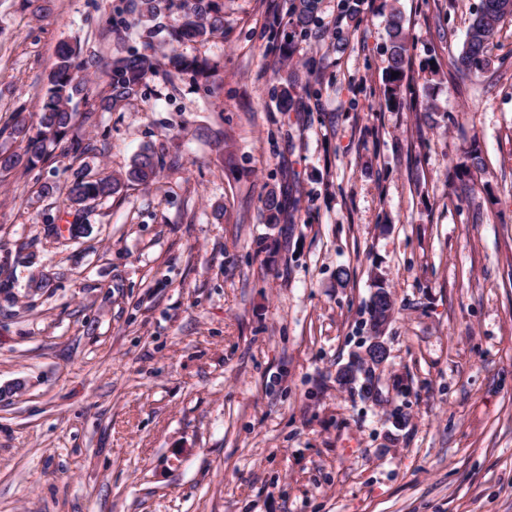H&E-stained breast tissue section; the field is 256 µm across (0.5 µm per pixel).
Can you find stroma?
<instances>
[{
  "label": "stroma",
  "instance_id": "stroma-1",
  "mask_svg": "<svg viewBox=\"0 0 512 512\" xmlns=\"http://www.w3.org/2000/svg\"><path fill=\"white\" fill-rule=\"evenodd\" d=\"M128 3L0 0V151L59 44L108 61ZM341 4L304 41L290 0H224L223 34L179 47L214 79L160 73L101 112L93 78L72 137L96 151L0 171V512H512V65L450 74L480 0ZM312 60L281 111L280 71ZM159 147L156 183L128 182ZM78 171L120 189L72 204ZM378 279L389 357L364 393L336 373ZM389 52L385 67L383 95L388 104H401L409 86H405V66L408 61V33L400 10L393 8L387 18ZM392 72L396 76L392 77ZM321 77L322 74L318 71V65L314 62L308 66L305 72H287L278 90V102L282 111L291 112L297 110L299 103L298 89L305 93H310L311 86L309 79L312 78L316 83L320 81Z\"/></svg>",
  "mask_w": 512,
  "mask_h": 512
}]
</instances>
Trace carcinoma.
<instances>
[{"label": "carcinoma", "mask_w": 512, "mask_h": 512, "mask_svg": "<svg viewBox=\"0 0 512 512\" xmlns=\"http://www.w3.org/2000/svg\"><path fill=\"white\" fill-rule=\"evenodd\" d=\"M137 13L136 34L145 46L143 52L116 51L110 61L104 63L101 72L104 90L98 101L103 112H113L128 104L139 93L143 82L167 67L168 75H188L194 79L211 77L212 68L206 59L198 55L173 52L160 62L151 47L157 41L168 44L193 42L207 44L217 33L224 32L223 0H135ZM317 0H292L290 13L299 36L306 40L317 34L319 20L316 15ZM512 16V0H481L468 28L467 39L460 53L450 65L453 73L466 77L482 72L489 66L488 47L499 31L500 24ZM389 52L385 67L383 95L389 104H401L408 87L404 84L405 66L408 61V33L400 10L394 8L387 18ZM96 62L83 57L78 45L63 43L57 50V63L48 76L46 92L38 109L35 127L27 126L26 116L17 112L13 118L12 133L21 138L20 151L0 153V170L23 167L33 168L47 156V148L65 141L72 129L77 112L73 102L86 98V79L81 73ZM322 77L318 65L312 63L306 71H291L283 77L278 90L279 106L284 112L298 107L299 91L310 92V81ZM162 155L154 150L140 152L129 170V179L143 186L154 184L160 173ZM118 182L109 176L89 179L76 173L70 188L71 199L76 203L112 196ZM376 291L370 299L369 315L374 333L369 347L382 341L381 333L393 311V300L383 283H375ZM364 364L354 360L340 368L336 381L351 386L358 380Z\"/></svg>", "instance_id": "carcinoma-1"}]
</instances>
